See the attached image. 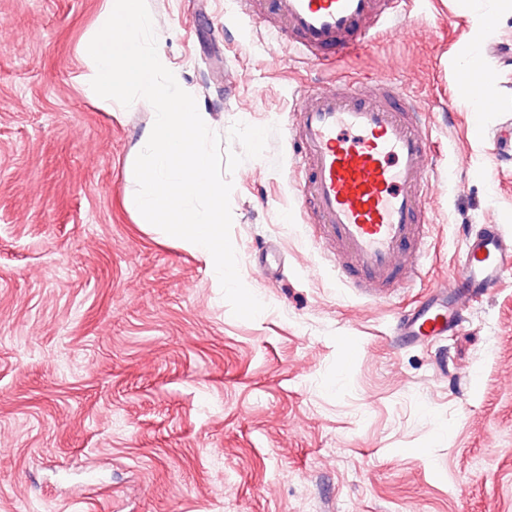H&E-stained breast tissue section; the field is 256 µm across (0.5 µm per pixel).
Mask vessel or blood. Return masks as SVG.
<instances>
[{
  "label": "vessel or blood",
  "instance_id": "1",
  "mask_svg": "<svg viewBox=\"0 0 512 512\" xmlns=\"http://www.w3.org/2000/svg\"><path fill=\"white\" fill-rule=\"evenodd\" d=\"M408 0H263L253 23L277 19L304 55L327 61L379 33L405 32ZM493 73L479 71L458 91L486 105ZM429 117L401 84L341 78L306 86L290 140L302 207L336 265L340 283L380 297L420 280L427 253L426 201L436 189ZM512 268V232L487 224L464 240L455 275L418 309L400 315L396 344L456 332L473 303Z\"/></svg>",
  "mask_w": 512,
  "mask_h": 512
}]
</instances>
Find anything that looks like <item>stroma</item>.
<instances>
[{
  "label": "stroma",
  "instance_id": "35a3bbf8",
  "mask_svg": "<svg viewBox=\"0 0 512 512\" xmlns=\"http://www.w3.org/2000/svg\"><path fill=\"white\" fill-rule=\"evenodd\" d=\"M147 6L214 132L279 128L231 176L240 276L265 309L235 317L205 261L126 208L152 111L84 91L104 0H0V512H512V271L460 333L391 336L455 273L462 225L512 230V13L484 45L494 112L455 92L477 21L457 0H410L405 37L336 66L413 92L447 186L425 277L370 300L337 283L297 198L293 102L330 71L287 37L265 62L232 0Z\"/></svg>",
  "mask_w": 512,
  "mask_h": 512
}]
</instances>
